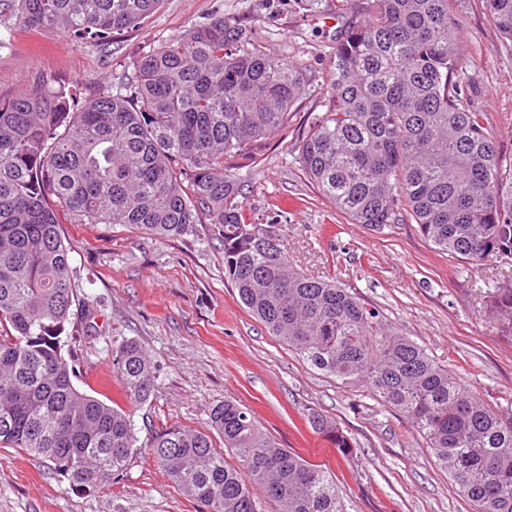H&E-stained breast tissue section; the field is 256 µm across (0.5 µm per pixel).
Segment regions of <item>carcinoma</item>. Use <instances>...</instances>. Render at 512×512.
I'll list each match as a JSON object with an SVG mask.
<instances>
[{
  "label": "carcinoma",
  "instance_id": "obj_1",
  "mask_svg": "<svg viewBox=\"0 0 512 512\" xmlns=\"http://www.w3.org/2000/svg\"><path fill=\"white\" fill-rule=\"evenodd\" d=\"M161 0H0V49L17 28L112 45ZM463 0H336L353 20L330 53L326 110L297 139L294 163L353 224L418 225L440 253L512 261V161L463 94L456 8ZM512 43V0H483ZM303 67L267 54L222 14L158 43L115 90L80 99L39 78L0 99V447L50 461L76 485L117 479L137 437L129 416L80 391L64 356L76 284L63 224H126L178 239L210 224L245 308L314 368L362 381L424 436L472 512H512V416L477 396L427 350L336 281L291 263L276 223L244 219L233 161L288 127ZM489 312L512 337V280ZM131 403L153 395L155 365L130 340L112 352ZM210 432L172 426L147 447L204 512H345L329 472L280 445L232 400ZM311 428L351 443L317 411ZM224 449H217L214 436Z\"/></svg>",
  "mask_w": 512,
  "mask_h": 512
}]
</instances>
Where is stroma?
<instances>
[{
    "label": "stroma",
    "mask_w": 512,
    "mask_h": 512,
    "mask_svg": "<svg viewBox=\"0 0 512 512\" xmlns=\"http://www.w3.org/2000/svg\"><path fill=\"white\" fill-rule=\"evenodd\" d=\"M218 11L243 19L268 53L301 63L313 87L295 105L287 131L264 141L262 164L238 159L245 218L278 219L299 268L335 277L482 399L512 413V338L487 311L491 286L512 277V266L490 258L472 267L448 258L414 224L378 232L350 223L292 161L300 127L323 109L326 51L346 24L336 0H164L108 48L19 28L0 50V97L39 74L84 99L106 93L153 44ZM458 19L467 96L511 159L512 44L487 22L483 0H465ZM63 232L79 284L72 310L95 309L91 335L71 345L79 359L76 385L122 408L140 447L117 480L96 488L69 482L43 459L0 448V512H202L154 462L146 442L174 425L208 430L211 407L227 399L249 407L283 447L327 470L346 512H470L404 417L366 385L311 367L240 304L224 275L223 246L206 225L173 240L122 224H67ZM128 340L140 343L156 366L155 392L137 406L113 376L112 352ZM312 409L340 424L353 442L351 454L305 423Z\"/></svg>",
    "instance_id": "stroma-1"
}]
</instances>
